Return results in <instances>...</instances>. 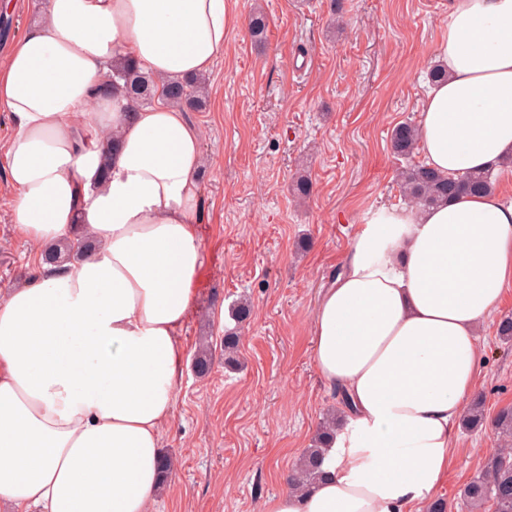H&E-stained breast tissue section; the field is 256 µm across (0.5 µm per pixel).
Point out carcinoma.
I'll return each mask as SVG.
<instances>
[{"mask_svg":"<svg viewBox=\"0 0 512 512\" xmlns=\"http://www.w3.org/2000/svg\"><path fill=\"white\" fill-rule=\"evenodd\" d=\"M112 93L128 103L131 112L150 105L156 98L168 103L202 107L198 80L175 79L160 86L155 77L139 67L131 58L118 59L112 66ZM419 129L411 122L396 126L391 132V149L401 158L410 157L418 143ZM406 196L417 206L429 208L449 202L459 196L486 192L495 185L494 172H472L463 175H442L424 165L411 164L398 173ZM92 248L91 241L79 236L65 238L45 254L54 264L78 259ZM486 423L483 403L474 402L465 412L463 424L477 428ZM502 448L485 459L480 473L463 488L461 496L470 512H512V407L501 409L492 420ZM334 427L324 425L314 444L304 450L296 472L288 484L303 489L319 480L322 470L323 446Z\"/></svg>","mask_w":512,"mask_h":512,"instance_id":"carcinoma-1","label":"carcinoma"}]
</instances>
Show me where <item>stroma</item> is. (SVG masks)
<instances>
[{
	"label": "stroma",
	"mask_w": 512,
	"mask_h": 512,
	"mask_svg": "<svg viewBox=\"0 0 512 512\" xmlns=\"http://www.w3.org/2000/svg\"><path fill=\"white\" fill-rule=\"evenodd\" d=\"M48 0H14L0 12V61L39 21ZM224 51L205 73L199 129L205 254L195 308L183 330L184 376L161 449L178 465L153 512H265L287 491L304 448L339 400L316 371L312 324L321 292L341 272L353 236L372 212L405 204L404 162L392 129L419 122L434 49L448 33V0H231ZM267 20L255 42V11ZM313 191L297 201L293 180ZM13 192L0 180V289L30 279L31 245L15 229ZM249 318L235 324L241 300ZM512 290L478 328L474 391L488 417L512 406V343L497 326ZM237 329L239 364L224 363V332ZM209 342L211 369L192 360ZM498 449L491 429L459 430L434 497L467 512L460 490Z\"/></svg>",
	"instance_id": "obj_1"
}]
</instances>
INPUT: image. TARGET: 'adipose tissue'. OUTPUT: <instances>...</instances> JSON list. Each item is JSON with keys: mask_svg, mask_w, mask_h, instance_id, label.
<instances>
[{"mask_svg": "<svg viewBox=\"0 0 512 512\" xmlns=\"http://www.w3.org/2000/svg\"><path fill=\"white\" fill-rule=\"evenodd\" d=\"M227 3L49 0L0 62L18 230L38 249L78 229L95 241L0 290V497L17 512H151L205 261L202 145L177 107L126 112L112 64L131 58L161 83L211 71ZM437 56L448 79L422 102L423 164L512 175V0H450ZM510 287L512 196L366 219L312 330L346 423L324 476L266 512H426L476 387V328Z\"/></svg>", "mask_w": 512, "mask_h": 512, "instance_id": "1", "label": "adipose tissue"}]
</instances>
